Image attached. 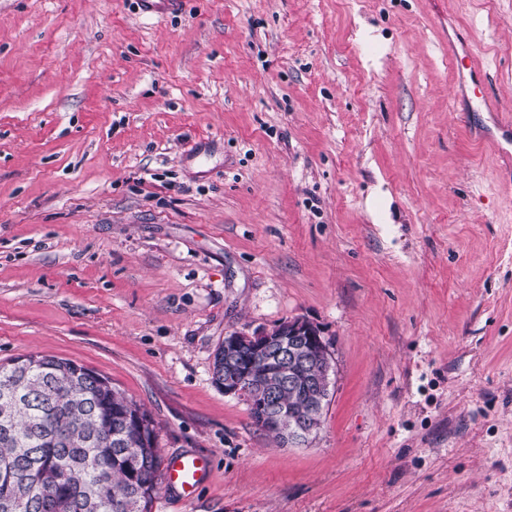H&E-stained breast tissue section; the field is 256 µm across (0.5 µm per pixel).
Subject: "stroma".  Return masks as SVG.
Wrapping results in <instances>:
<instances>
[{"label":"stroma","mask_w":512,"mask_h":512,"mask_svg":"<svg viewBox=\"0 0 512 512\" xmlns=\"http://www.w3.org/2000/svg\"><path fill=\"white\" fill-rule=\"evenodd\" d=\"M512 0H0V364H84L144 404L152 512H512ZM301 317L318 433L275 446L212 381L226 332ZM448 58L458 69L461 90L481 99L486 111L495 115L497 126L512 133L511 113L501 112L497 100L491 97L486 89L487 70L484 62L472 53L465 43L459 39L454 41L450 37H448ZM502 141H505L512 147L510 138L504 137V132L502 133L501 137L494 135L491 131L482 132L475 140V148L476 151L480 154L485 152L487 149H493L500 155H504L510 158L511 152L503 146ZM207 460L194 453L179 454L169 459L165 481L184 499L191 498L205 479Z\"/></svg>","instance_id":"1"}]
</instances>
